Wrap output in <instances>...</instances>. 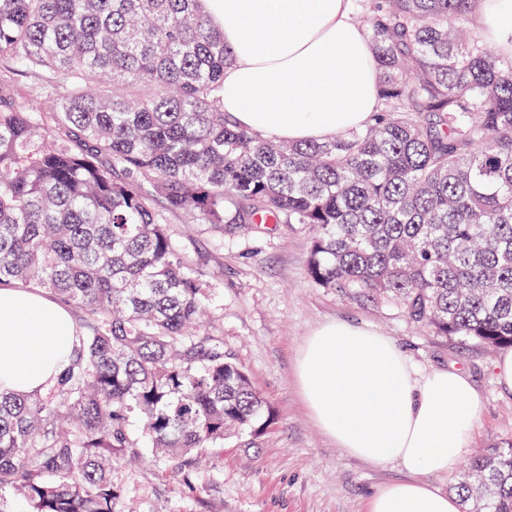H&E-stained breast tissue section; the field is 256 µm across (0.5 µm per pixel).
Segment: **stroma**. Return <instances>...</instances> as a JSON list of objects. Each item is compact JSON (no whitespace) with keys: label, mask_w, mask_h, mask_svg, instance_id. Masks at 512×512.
I'll return each mask as SVG.
<instances>
[{"label":"stroma","mask_w":512,"mask_h":512,"mask_svg":"<svg viewBox=\"0 0 512 512\" xmlns=\"http://www.w3.org/2000/svg\"><path fill=\"white\" fill-rule=\"evenodd\" d=\"M167 223L210 282V307L224 350L249 375L272 420L250 446L234 437L225 440L211 471L216 486L201 505L161 469L132 464L143 483L162 490L158 498L136 496L137 512H367L375 491L406 479L397 464L373 466L338 448L301 399L295 376L300 348L315 329L336 320L389 336L418 372L456 365L470 374L483 408L468 456L512 439V392L495 379L497 350L420 332L395 307L357 304L317 286L306 267V227L241 230L228 224L218 233L187 223L180 213L168 215Z\"/></svg>","instance_id":"35a3bbf8"}]
</instances>
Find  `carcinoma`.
<instances>
[{
    "instance_id": "cac0c4a2",
    "label": "carcinoma",
    "mask_w": 512,
    "mask_h": 512,
    "mask_svg": "<svg viewBox=\"0 0 512 512\" xmlns=\"http://www.w3.org/2000/svg\"><path fill=\"white\" fill-rule=\"evenodd\" d=\"M476 2L353 0L381 107L283 143L224 113L233 53L204 0H0V56L54 98L25 106L0 79V285L51 294L79 328L50 388L0 393V512H126L144 439L201 502L224 439L270 418L169 213L302 224L320 287L512 346V50L475 27ZM452 490L512 512V440Z\"/></svg>"
}]
</instances>
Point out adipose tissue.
I'll list each match as a JSON object with an SVG mask.
<instances>
[{"instance_id": "adipose-tissue-1", "label": "adipose tissue", "mask_w": 512, "mask_h": 512, "mask_svg": "<svg viewBox=\"0 0 512 512\" xmlns=\"http://www.w3.org/2000/svg\"><path fill=\"white\" fill-rule=\"evenodd\" d=\"M205 10L233 52L223 102L237 125L303 142L370 123L377 73L350 0H206ZM476 19L493 43L512 45V0H479ZM75 336L69 309L49 294L0 285V393L45 388ZM297 382L340 448L408 472L375 492L368 512H460L422 477L452 474L478 425L482 401L464 369L418 373L391 339L335 321L307 339Z\"/></svg>"}]
</instances>
